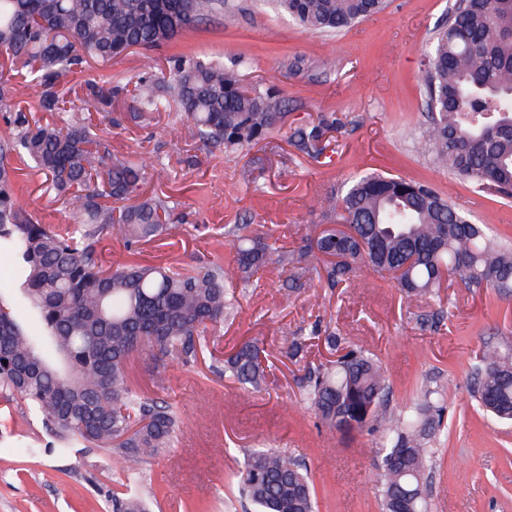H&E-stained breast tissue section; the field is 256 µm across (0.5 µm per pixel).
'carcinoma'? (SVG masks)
<instances>
[{"label":"carcinoma","mask_w":512,"mask_h":512,"mask_svg":"<svg viewBox=\"0 0 512 512\" xmlns=\"http://www.w3.org/2000/svg\"><path fill=\"white\" fill-rule=\"evenodd\" d=\"M314 34L336 33L378 13L385 0H273ZM224 0H0V53L20 62L23 81L0 84V255L10 257L14 280L35 315L24 325L15 305L0 298V397L21 400L42 417L50 437L44 448L22 453L68 455L77 443L108 448L124 462L115 512H150L142 496V463L172 446L179 418L166 401L132 391L131 358L151 353L164 365L197 361L209 332L237 309L233 282H252L270 263L294 285L299 270L316 259L331 288L361 267L401 271L408 298L436 295L443 274L472 291L512 295V250L493 242L431 186L366 172L328 197L332 225L286 246L273 231L255 234L248 224L224 231L232 238L233 266L212 259L191 270L172 263L146 265L136 246L171 236L174 208L159 197L140 199L150 163L112 158L91 121H30L12 101L30 83L41 87L44 112L73 111V75L93 61L108 64L133 46L153 49L211 20ZM430 122L421 137L433 162L476 191L512 195V0H455L437 29L424 62ZM138 122L176 105L195 135L214 149L261 138L286 116L272 88L243 85L238 70L187 56L153 63L131 76ZM88 102L112 106L119 87L86 80ZM322 119L291 135L308 155L320 151ZM27 159L46 192L64 199L73 224H41L14 189L13 161ZM120 203L114 209L110 202ZM348 224L351 235L336 226ZM119 236L130 258L107 266L98 244ZM299 336L284 356L303 364L298 384L309 408L331 434L363 429L381 433L377 483L383 512H427L432 451L444 428L443 408L426 399L407 411L389 407L390 386L380 363L327 332L337 352L326 364L306 361ZM254 341L210 371L260 389L272 366ZM473 392L490 415L512 421V353L488 346L475 367ZM256 512H314L307 467L280 450L246 454L238 474Z\"/></svg>","instance_id":"cac0c4a2"}]
</instances>
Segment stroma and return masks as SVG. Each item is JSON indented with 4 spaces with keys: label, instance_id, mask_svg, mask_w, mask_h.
<instances>
[{
    "label": "stroma",
    "instance_id": "stroma-1",
    "mask_svg": "<svg viewBox=\"0 0 512 512\" xmlns=\"http://www.w3.org/2000/svg\"><path fill=\"white\" fill-rule=\"evenodd\" d=\"M454 0H389L387 7L344 31L312 34L266 0H226L224 12L189 29L157 53L136 48L112 64L89 63L77 82L91 78L125 85L145 69L150 56H193L238 69L244 84L278 89L287 100L280 128L256 143L224 151L204 146L181 112L128 120L131 94L112 101L107 113L92 112L93 130L118 159H146L145 196L174 206L177 244H139L147 264L173 262L186 268L213 256L231 262L221 243L225 227L251 225L260 233L275 227L292 241L321 230V199L358 173L379 172L430 183L451 199L500 245L512 248V199L482 198L435 168L419 141L427 122L422 59L433 31ZM341 118L323 133L319 153L290 146L294 129ZM43 178L29 166L14 186L30 211L46 224H70L63 201L43 191ZM453 305L435 327L416 314ZM333 330L349 345L378 359L399 409L422 401L440 387L448 430L435 441L428 512H512V424L487 415L473 396L476 359L486 344L512 345V297L473 293L463 285L439 297L406 298L396 281L369 269L349 285L334 288L305 273L287 288L277 264L246 286L237 313L217 329L215 347L231 352L246 340L280 357L295 337L312 327ZM297 365H278L264 389L216 378L204 364L134 356L130 386L165 399L180 419L172 448L144 466L142 491L152 512H246L237 473L248 448H276L302 461L314 484L317 512H381L373 481L380 461L379 433L349 435L321 431L302 402ZM40 417L20 401L0 402V512H113L123 463L110 451L77 444L66 457H27L21 447L45 443Z\"/></svg>",
    "mask_w": 512,
    "mask_h": 512
}]
</instances>
